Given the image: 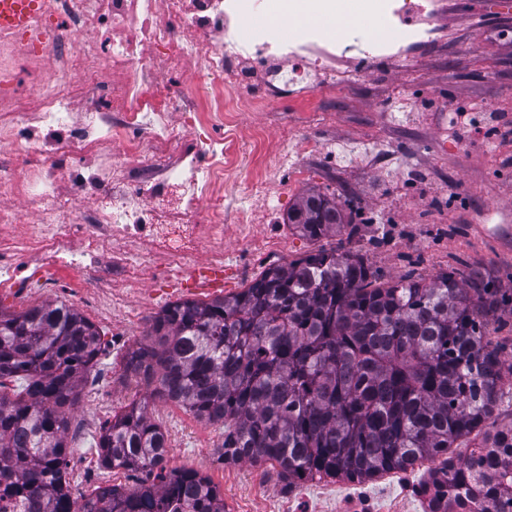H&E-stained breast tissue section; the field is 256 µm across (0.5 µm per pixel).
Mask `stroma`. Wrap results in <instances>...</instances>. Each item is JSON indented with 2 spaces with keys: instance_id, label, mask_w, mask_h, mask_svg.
<instances>
[{
  "instance_id": "obj_1",
  "label": "stroma",
  "mask_w": 512,
  "mask_h": 512,
  "mask_svg": "<svg viewBox=\"0 0 512 512\" xmlns=\"http://www.w3.org/2000/svg\"><path fill=\"white\" fill-rule=\"evenodd\" d=\"M438 42L415 51L416 61H376L364 68L362 85L318 90L321 106L295 122L298 107L289 102L276 112L247 115L263 123L273 139L289 134L304 181L280 182L271 191L274 207L262 211L250 231L225 227V293H237L274 263H287L319 249L360 253L381 281L415 271L432 279L443 271H480L497 287L512 289V161L504 152L471 147L461 130L449 127L447 106L461 105L481 114L490 110L512 116V0H447ZM382 145L378 155L350 165L335 163L322 146L339 143ZM311 192L335 196L353 234L314 241L292 232L288 212ZM258 241L271 249L240 264L239 254ZM188 272L174 271L132 289L126 303L105 311L95 291L35 287L27 296L0 288V310L21 313L48 302L66 304L95 324L107 346L87 374L82 396L70 416L67 438L78 456L87 397L99 391L112 414L147 401L148 413L162 430L190 421L191 437L169 443V467L208 477L224 499L226 512H311V482L285 488L270 464L220 459L224 427L193 419L181 406L152 398L151 384L129 380L123 358L145 336L144 326L171 302L194 300ZM136 311L139 327L127 321ZM128 335L126 348H112L117 335Z\"/></svg>"
}]
</instances>
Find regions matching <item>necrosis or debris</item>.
<instances>
[{
    "label": "necrosis or debris",
    "mask_w": 512,
    "mask_h": 512,
    "mask_svg": "<svg viewBox=\"0 0 512 512\" xmlns=\"http://www.w3.org/2000/svg\"><path fill=\"white\" fill-rule=\"evenodd\" d=\"M309 14L285 41L266 25L243 35L264 0H54L37 36L55 61L39 104L0 100V288L26 290L39 266L47 286L102 288L191 268L197 253L224 263V227L247 226L270 184L304 180L296 147H273L251 113L283 100L318 106L317 85L350 87L351 59L408 60L437 38L446 0H364L386 34L341 41L319 16L336 0H303ZM89 35L83 51L72 48ZM264 63L252 86L244 61ZM192 65L197 85L168 80ZM85 101L74 116L76 101ZM253 171L240 180V145Z\"/></svg>",
    "instance_id": "obj_1"
}]
</instances>
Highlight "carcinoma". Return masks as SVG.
<instances>
[{
  "label": "carcinoma",
  "instance_id": "cac0c4a2",
  "mask_svg": "<svg viewBox=\"0 0 512 512\" xmlns=\"http://www.w3.org/2000/svg\"><path fill=\"white\" fill-rule=\"evenodd\" d=\"M345 224L336 201L303 196L288 226L311 240ZM512 301V296L507 298ZM476 273L413 274L387 284L364 256L325 249L266 269L242 291L171 303L125 368L157 382L152 397L224 425V463H272L293 484L365 480L448 452L497 405L503 362L484 340L505 300ZM97 327L55 302L0 310V490L24 512H72L67 433L81 380L104 353ZM101 463L154 476L104 489L79 512H224L212 482L166 470L167 443L147 403L103 427ZM428 512H470L482 498L512 512V425L484 436L423 484Z\"/></svg>",
  "mask_w": 512,
  "mask_h": 512
}]
</instances>
